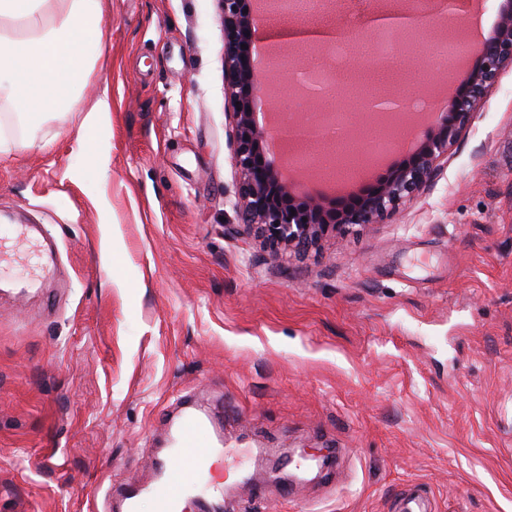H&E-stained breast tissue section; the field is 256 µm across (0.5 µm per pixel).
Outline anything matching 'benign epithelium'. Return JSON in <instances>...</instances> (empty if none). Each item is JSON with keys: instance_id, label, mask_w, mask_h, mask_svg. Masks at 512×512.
<instances>
[{"instance_id": "benign-epithelium-1", "label": "benign epithelium", "mask_w": 512, "mask_h": 512, "mask_svg": "<svg viewBox=\"0 0 512 512\" xmlns=\"http://www.w3.org/2000/svg\"><path fill=\"white\" fill-rule=\"evenodd\" d=\"M224 16V97L231 127L232 161L239 184L234 207L242 212L243 233L263 238L272 248L306 249L320 239L343 232L348 225L379 224L401 206L417 199L432 183L448 158V149L470 126L483 100L496 87L501 72L512 66V10L501 15L495 35L468 53L467 69L455 84L446 111L436 113L434 123L401 164L385 177L362 187L348 198L332 200L323 194L295 196L291 182L282 177L263 143L269 138L256 113L272 101L274 90L254 81L252 0H218ZM393 12L375 10L378 17L396 18V26L381 24L379 32H403L413 24L422 30L439 16L455 22L458 0H397ZM246 48H241V45ZM331 81L314 77L307 86L309 103H322L321 90Z\"/></svg>"}]
</instances>
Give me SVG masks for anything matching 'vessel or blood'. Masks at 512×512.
<instances>
[{
	"mask_svg": "<svg viewBox=\"0 0 512 512\" xmlns=\"http://www.w3.org/2000/svg\"><path fill=\"white\" fill-rule=\"evenodd\" d=\"M214 424L210 418L193 413L180 416L171 438L172 454L158 456L155 466L158 481L149 487L156 512H180L185 499H192L195 512H216L217 506L210 499L196 494L200 475L212 457L222 450L212 436ZM397 512H427L424 493L413 487L400 494Z\"/></svg>",
	"mask_w": 512,
	"mask_h": 512,
	"instance_id": "b4317fda",
	"label": "vessel or blood"
}]
</instances>
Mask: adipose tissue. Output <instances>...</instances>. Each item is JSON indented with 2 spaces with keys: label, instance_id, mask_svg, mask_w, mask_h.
Here are the masks:
<instances>
[{
  "label": "adipose tissue",
  "instance_id": "obj_1",
  "mask_svg": "<svg viewBox=\"0 0 512 512\" xmlns=\"http://www.w3.org/2000/svg\"><path fill=\"white\" fill-rule=\"evenodd\" d=\"M104 2L0 0V104L26 129L82 113L77 141L105 181L109 151L90 134L110 123L112 95L103 86L92 101L83 98L103 45Z\"/></svg>",
  "mask_w": 512,
  "mask_h": 512
}]
</instances>
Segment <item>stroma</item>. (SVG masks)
I'll list each match as a JSON object with an SVG mask.
<instances>
[{"label":"stroma","mask_w":512,"mask_h":512,"mask_svg":"<svg viewBox=\"0 0 512 512\" xmlns=\"http://www.w3.org/2000/svg\"><path fill=\"white\" fill-rule=\"evenodd\" d=\"M81 115L0 154V512H107L155 483L184 399L224 402V512H512V69L430 189L272 258L239 233L217 0H107ZM334 451L295 468L301 448ZM296 489L283 500L280 489ZM395 510L397 512H426L427 505L423 491L416 486L405 490L400 494Z\"/></svg>","instance_id":"35a3bbf8"}]
</instances>
